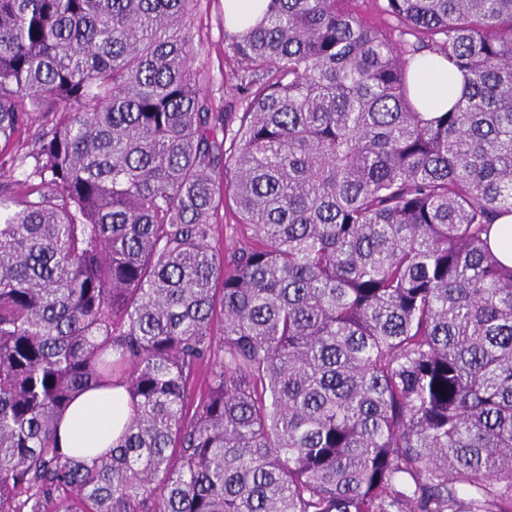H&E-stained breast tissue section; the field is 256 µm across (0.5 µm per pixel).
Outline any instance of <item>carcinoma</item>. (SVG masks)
Returning a JSON list of instances; mask_svg holds the SVG:
<instances>
[{"label":"carcinoma","mask_w":512,"mask_h":512,"mask_svg":"<svg viewBox=\"0 0 512 512\" xmlns=\"http://www.w3.org/2000/svg\"><path fill=\"white\" fill-rule=\"evenodd\" d=\"M193 3L0 0V512H512V0H270L220 102ZM414 74L412 95L421 112L447 110L448 104L462 91L463 79L448 68V61L436 54H426L411 63ZM505 239L512 242V214L501 216L497 223L493 224L489 237L490 246L499 254L501 261L505 265L512 266V248H502ZM131 415L123 387L80 392L59 420V448L69 456L91 459L112 448Z\"/></svg>","instance_id":"1"}]
</instances>
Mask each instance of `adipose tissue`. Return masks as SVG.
Returning a JSON list of instances; mask_svg holds the SVG:
<instances>
[{"label": "adipose tissue", "mask_w": 512, "mask_h": 512, "mask_svg": "<svg viewBox=\"0 0 512 512\" xmlns=\"http://www.w3.org/2000/svg\"><path fill=\"white\" fill-rule=\"evenodd\" d=\"M412 95L420 111L447 109L462 91L463 79L450 70L447 60L426 54L411 64ZM132 415L128 396L121 387L80 392L63 413L57 428L61 452L87 459L111 448Z\"/></svg>", "instance_id": "ef3b65f1"}]
</instances>
